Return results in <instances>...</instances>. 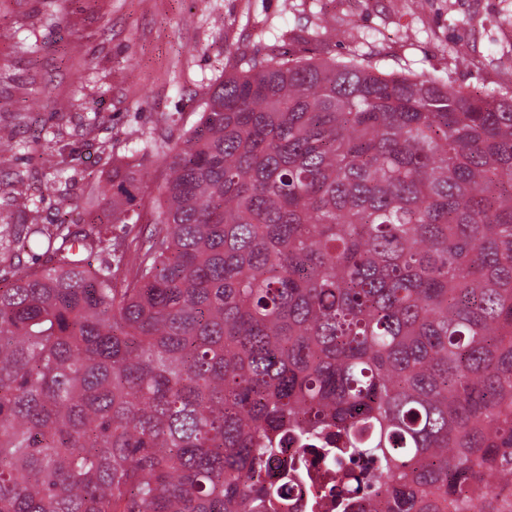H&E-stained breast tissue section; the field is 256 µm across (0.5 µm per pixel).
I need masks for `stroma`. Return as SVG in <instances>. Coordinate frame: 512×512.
<instances>
[{
  "mask_svg": "<svg viewBox=\"0 0 512 512\" xmlns=\"http://www.w3.org/2000/svg\"><path fill=\"white\" fill-rule=\"evenodd\" d=\"M291 27L326 33L286 39L297 56L373 52L394 70L512 90V0H0V254L12 257L0 276L46 260L21 246L13 196L36 200L31 224L55 222L64 194L102 205L100 175L142 133L195 124L243 37Z\"/></svg>",
  "mask_w": 512,
  "mask_h": 512,
  "instance_id": "1",
  "label": "stroma"
}]
</instances>
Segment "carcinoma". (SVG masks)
<instances>
[{"mask_svg": "<svg viewBox=\"0 0 512 512\" xmlns=\"http://www.w3.org/2000/svg\"><path fill=\"white\" fill-rule=\"evenodd\" d=\"M149 153L0 279V512H512L511 94L238 47ZM136 159L137 163L140 164L139 169L145 181L144 195L139 210L141 213L139 225L146 227L152 221L154 199L157 195V186L161 182L165 161L163 156L156 154L145 157L139 156Z\"/></svg>", "mask_w": 512, "mask_h": 512, "instance_id": "carcinoma-1", "label": "carcinoma"}]
</instances>
